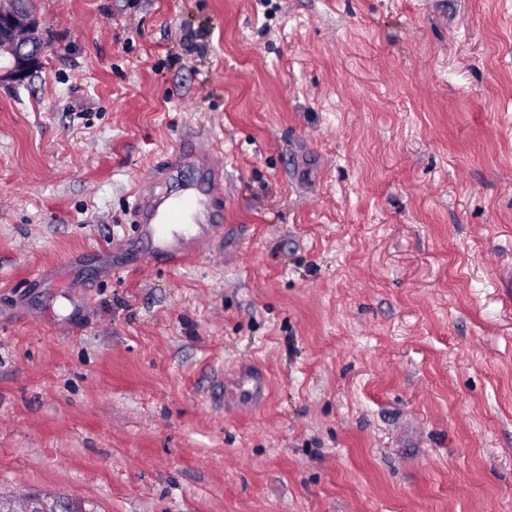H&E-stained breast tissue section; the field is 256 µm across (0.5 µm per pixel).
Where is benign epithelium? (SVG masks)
I'll list each match as a JSON object with an SVG mask.
<instances>
[{
  "label": "benign epithelium",
  "mask_w": 512,
  "mask_h": 512,
  "mask_svg": "<svg viewBox=\"0 0 512 512\" xmlns=\"http://www.w3.org/2000/svg\"><path fill=\"white\" fill-rule=\"evenodd\" d=\"M48 48L32 0H0V85L23 83L42 65Z\"/></svg>",
  "instance_id": "obj_1"
}]
</instances>
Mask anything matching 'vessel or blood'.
<instances>
[{
    "label": "vessel or blood",
    "mask_w": 512,
    "mask_h": 512,
    "mask_svg": "<svg viewBox=\"0 0 512 512\" xmlns=\"http://www.w3.org/2000/svg\"><path fill=\"white\" fill-rule=\"evenodd\" d=\"M214 153L212 142L181 141L167 164L153 169L136 191L133 210L151 239L155 261L180 264L186 240L209 221V200L223 195L224 171Z\"/></svg>",
    "instance_id": "obj_1"
}]
</instances>
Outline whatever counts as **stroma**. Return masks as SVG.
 <instances>
[{
  "instance_id": "obj_1",
  "label": "stroma",
  "mask_w": 512,
  "mask_h": 512,
  "mask_svg": "<svg viewBox=\"0 0 512 512\" xmlns=\"http://www.w3.org/2000/svg\"><path fill=\"white\" fill-rule=\"evenodd\" d=\"M0 87V494L512 512V0H34ZM221 142L177 267L138 181ZM32 0L0 1V85L21 84L39 69L48 51Z\"/></svg>"
}]
</instances>
